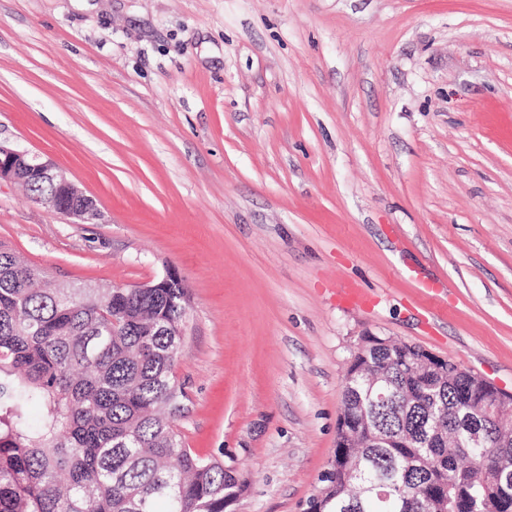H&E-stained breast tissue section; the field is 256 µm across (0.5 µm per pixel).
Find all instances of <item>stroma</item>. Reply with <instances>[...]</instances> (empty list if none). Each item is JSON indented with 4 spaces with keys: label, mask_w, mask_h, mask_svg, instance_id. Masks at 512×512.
<instances>
[{
    "label": "stroma",
    "mask_w": 512,
    "mask_h": 512,
    "mask_svg": "<svg viewBox=\"0 0 512 512\" xmlns=\"http://www.w3.org/2000/svg\"><path fill=\"white\" fill-rule=\"evenodd\" d=\"M0 142L102 212L2 181L0 243L184 281L177 424L248 479L226 512H305L365 335L512 394V0H0ZM32 177L46 178L30 182L28 190L35 202L43 204L50 198H59V187L65 204L50 199L54 211L75 219L79 224H93L100 220L101 211L95 200L78 189L64 170L49 161H42L38 155L0 143V181L25 186Z\"/></svg>",
    "instance_id": "1"
}]
</instances>
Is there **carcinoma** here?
Masks as SVG:
<instances>
[{"mask_svg":"<svg viewBox=\"0 0 512 512\" xmlns=\"http://www.w3.org/2000/svg\"><path fill=\"white\" fill-rule=\"evenodd\" d=\"M37 203L60 197L30 182ZM44 269L0 247V512H224L244 487L233 466L185 447L176 428L186 393L174 377L189 310L182 280L159 288L43 284ZM364 362L388 372L393 398L362 422L341 418L330 471L306 512H512V484L496 478L512 429L488 447H464L470 400L508 397L467 373L417 376L422 348L365 336ZM367 375L343 399L365 394ZM362 460L359 477L343 459Z\"/></svg>","mask_w":512,"mask_h":512,"instance_id":"cac0c4a2","label":"carcinoma"}]
</instances>
